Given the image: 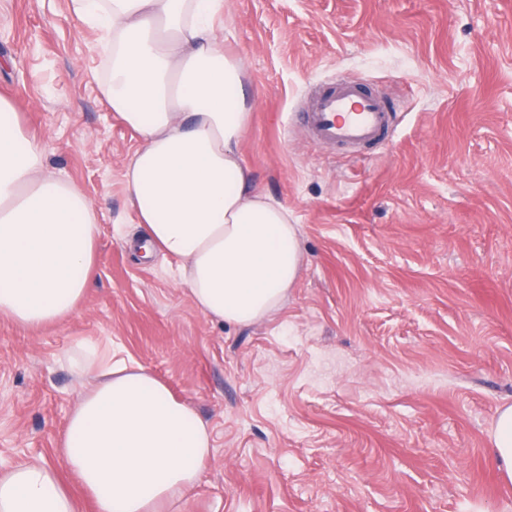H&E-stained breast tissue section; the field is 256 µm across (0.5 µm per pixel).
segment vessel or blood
<instances>
[{
  "instance_id": "b4317fda",
  "label": "vessel or blood",
  "mask_w": 512,
  "mask_h": 512,
  "mask_svg": "<svg viewBox=\"0 0 512 512\" xmlns=\"http://www.w3.org/2000/svg\"><path fill=\"white\" fill-rule=\"evenodd\" d=\"M304 122L317 143L350 149L382 141L398 125L395 109L362 85L345 80L311 96Z\"/></svg>"
}]
</instances>
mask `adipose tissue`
Segmentation results:
<instances>
[{
  "label": "adipose tissue",
  "instance_id": "1",
  "mask_svg": "<svg viewBox=\"0 0 512 512\" xmlns=\"http://www.w3.org/2000/svg\"><path fill=\"white\" fill-rule=\"evenodd\" d=\"M71 9L112 35L104 95L141 139L125 177L145 255L178 261L207 319L271 317L299 278L302 248L291 212L242 156L251 103L244 59L215 35L224 0H71ZM43 166L40 142L0 97V316L26 328L74 317L96 263L92 202ZM71 364L94 381L59 446L96 512H163L188 494L211 454L199 415L147 370L101 362L95 344L76 341ZM0 512L78 509L53 466L22 463L0 474Z\"/></svg>",
  "mask_w": 512,
  "mask_h": 512
}]
</instances>
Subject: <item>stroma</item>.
Segmentation results:
<instances>
[{
	"mask_svg": "<svg viewBox=\"0 0 512 512\" xmlns=\"http://www.w3.org/2000/svg\"><path fill=\"white\" fill-rule=\"evenodd\" d=\"M215 33L247 64L242 154L303 250L286 303L246 327L133 248L140 139L106 103L99 32L70 0H0V96L99 224L76 316H0V473L53 464L95 512L57 452L83 386L66 356L89 339L211 430L171 512H512L492 454L512 404V0H228ZM339 76L403 112L386 148L308 139L304 100Z\"/></svg>",
	"mask_w": 512,
	"mask_h": 512,
	"instance_id": "35a3bbf8",
	"label": "stroma"
}]
</instances>
